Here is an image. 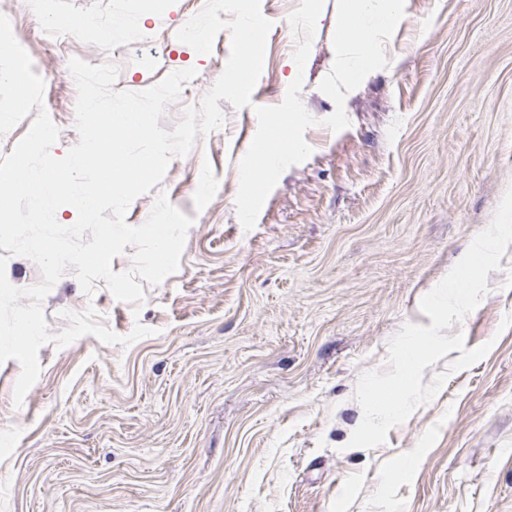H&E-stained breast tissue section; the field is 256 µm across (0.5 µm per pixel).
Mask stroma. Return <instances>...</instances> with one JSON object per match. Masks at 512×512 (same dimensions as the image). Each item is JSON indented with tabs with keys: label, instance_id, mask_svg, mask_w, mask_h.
<instances>
[{
	"label": "stroma",
	"instance_id": "35a3bbf8",
	"mask_svg": "<svg viewBox=\"0 0 512 512\" xmlns=\"http://www.w3.org/2000/svg\"><path fill=\"white\" fill-rule=\"evenodd\" d=\"M300 0H261L270 19L252 104L219 100V128L197 135L163 181L129 206L143 224L159 195L193 223L179 270L144 285L141 306L104 280L85 293L66 272L42 306L50 333L65 310L94 307L129 346L91 335L44 344L40 374L15 406L21 367L0 364V512H512V244L479 306L447 336L491 343L386 444L348 441L362 420L361 373L388 366L421 298L487 228L512 188V0H406L388 64L344 101L349 127L323 121L337 0H324L300 98L313 149L287 168L253 230L236 212L238 165L256 107L292 79ZM207 0H0L45 83L64 156L79 140L77 58L114 64L115 90L143 91L195 68L161 128L173 130L222 74L231 36L210 54L175 34ZM121 20L130 54L76 24Z\"/></svg>",
	"mask_w": 512,
	"mask_h": 512
}]
</instances>
